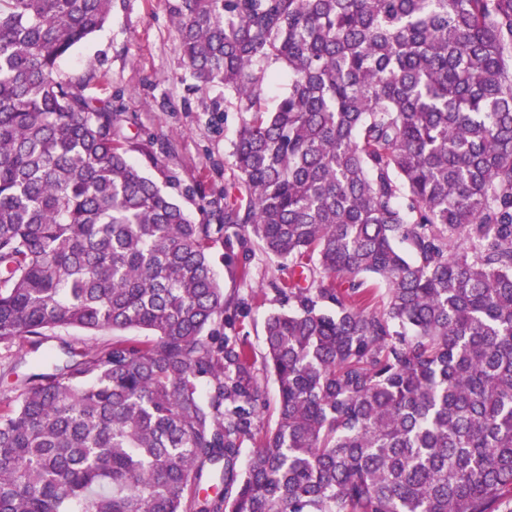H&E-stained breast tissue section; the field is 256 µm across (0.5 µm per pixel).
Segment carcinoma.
I'll use <instances>...</instances> for the list:
<instances>
[{
	"label": "carcinoma",
	"instance_id": "carcinoma-1",
	"mask_svg": "<svg viewBox=\"0 0 512 512\" xmlns=\"http://www.w3.org/2000/svg\"><path fill=\"white\" fill-rule=\"evenodd\" d=\"M111 8L0 0V342L112 331L0 392V512H498L512 0H178L191 76L241 113L215 225L58 72ZM233 225L299 271L264 324L273 409L224 334Z\"/></svg>",
	"mask_w": 512,
	"mask_h": 512
}]
</instances>
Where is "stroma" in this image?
<instances>
[{"mask_svg": "<svg viewBox=\"0 0 512 512\" xmlns=\"http://www.w3.org/2000/svg\"><path fill=\"white\" fill-rule=\"evenodd\" d=\"M175 2L112 0L106 26L65 56L59 70L67 78L90 76L87 95L120 111L124 136L148 144V153L132 152V159L159 186L176 177L172 192L196 218L235 179L228 155L241 115L226 110L223 87L203 88L191 77L174 23ZM210 263L225 298L242 301L225 312V322L261 352L264 320L281 308L277 290L294 277L287 261L266 254L242 229L229 248L216 236ZM242 268L247 277L239 276Z\"/></svg>", "mask_w": 512, "mask_h": 512, "instance_id": "1", "label": "stroma"}]
</instances>
